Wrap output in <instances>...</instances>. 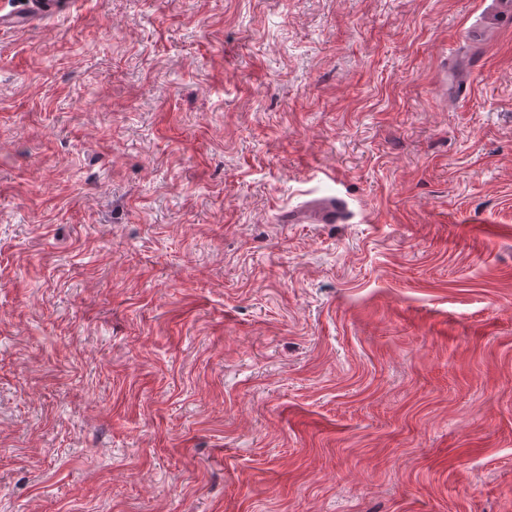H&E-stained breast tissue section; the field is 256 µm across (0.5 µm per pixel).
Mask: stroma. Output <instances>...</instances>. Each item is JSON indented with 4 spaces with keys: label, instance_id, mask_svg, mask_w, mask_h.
I'll list each match as a JSON object with an SVG mask.
<instances>
[{
    "label": "stroma",
    "instance_id": "35a3bbf8",
    "mask_svg": "<svg viewBox=\"0 0 512 512\" xmlns=\"http://www.w3.org/2000/svg\"><path fill=\"white\" fill-rule=\"evenodd\" d=\"M496 2L0 29V512H512ZM290 224H340L343 207L336 196L317 202L309 212L289 211L286 219Z\"/></svg>",
    "mask_w": 512,
    "mask_h": 512
}]
</instances>
